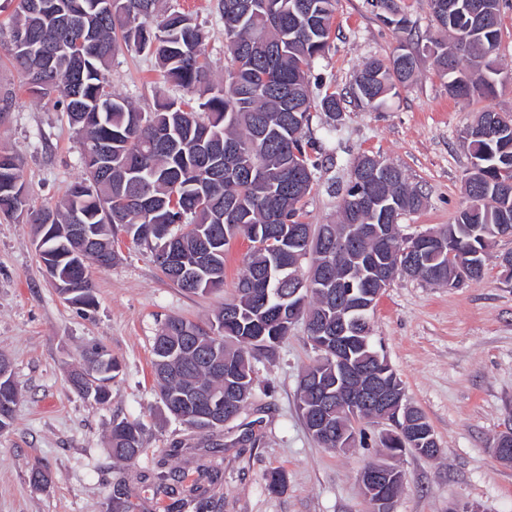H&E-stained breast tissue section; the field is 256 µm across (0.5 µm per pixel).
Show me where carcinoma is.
<instances>
[{
	"label": "carcinoma",
	"instance_id": "1",
	"mask_svg": "<svg viewBox=\"0 0 512 512\" xmlns=\"http://www.w3.org/2000/svg\"><path fill=\"white\" fill-rule=\"evenodd\" d=\"M336 0H217L224 19V40L233 60L229 78L215 83L205 53L204 32L193 14L181 7L160 8V0H0V50L25 76L26 90L36 99L56 96L59 111L80 135L84 177L74 182L53 205L35 207L21 180L18 155L0 148V214L25 220L41 229L46 224L45 261L58 267L61 281L75 285L68 301L94 304L91 268L73 269L68 224L79 216L100 249H111L124 234L136 244L157 250L167 238L180 236L183 262L210 252L214 265L201 272L199 283L187 286L175 267H160L182 290L203 294L224 285V252L242 233L249 242L244 272L233 298L224 302L240 313L229 321L219 311L204 327L182 317L168 318L155 336L152 367L166 410L188 426L199 401L222 392L233 380L241 387L235 415L253 396V360L288 338V330L260 335L273 321L282 296L301 283L304 316L315 323L336 320V298L326 285L321 254L336 244L320 235L323 225L305 221L304 199L319 168L315 142L308 135L311 111L309 74L314 61L331 47V20ZM436 27L452 36L438 40L431 51L448 95L457 98L492 96L512 80L498 67L500 16L512 0H430ZM155 57L160 78L181 91L144 110L112 92L109 67L120 50ZM406 66L393 68L380 59L366 61L350 94L354 101L379 105L415 72L416 57L402 52ZM343 98L325 94L320 106L332 121L340 116ZM478 122L490 127L483 138H463L470 169L485 178L465 179L469 204L448 228L464 232L448 238V252L438 254L429 269L453 274L457 265L476 262L468 281L482 278L485 249L506 225L512 229V162L503 161V141L512 142V117L484 112ZM384 204L371 211L365 198ZM393 204L398 215L419 209L422 192L402 176L376 186L349 183L342 196V223L355 224L356 243L372 251L376 243L360 236V225L389 222L383 214ZM414 246L404 236L390 239L384 254L390 270L401 275L399 253ZM279 265L298 266V282L284 281ZM375 287L366 274L354 272L340 292L354 296ZM345 358L357 375L377 373L402 385L385 356L375 348L369 322L354 321L346 336ZM318 359L303 376L318 374L333 382V363L317 349ZM85 368L73 376L74 387H86L89 370L103 362L92 395L100 403L112 398L110 382L118 365L104 349L83 352ZM19 397L17 385L0 381V430L13 423ZM314 394L299 385L298 410L304 424L315 411ZM112 455L135 462L146 441L139 423L112 421Z\"/></svg>",
	"mask_w": 512,
	"mask_h": 512
}]
</instances>
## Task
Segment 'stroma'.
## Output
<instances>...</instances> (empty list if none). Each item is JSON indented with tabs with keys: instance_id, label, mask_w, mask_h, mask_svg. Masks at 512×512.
Segmentation results:
<instances>
[{
	"instance_id": "obj_1",
	"label": "stroma",
	"mask_w": 512,
	"mask_h": 512,
	"mask_svg": "<svg viewBox=\"0 0 512 512\" xmlns=\"http://www.w3.org/2000/svg\"><path fill=\"white\" fill-rule=\"evenodd\" d=\"M206 34L214 76L232 67L224 23L210 0H180ZM397 24L370 0H337L332 46L317 59L313 77L327 91L346 92L363 61L392 58L399 45L418 57L415 79L381 105L344 104L332 124L312 112L310 131L322 146L321 168L306 198V220L333 224L339 201L328 187L345 183L363 154L397 166L422 190L423 206L399 219L416 235L453 223L468 198L470 158L463 130L479 112L512 113V85L496 97L456 100L448 95L428 52L438 38L429 0H393ZM155 62L132 51L112 64L114 92L152 108L172 90L157 80ZM22 74L0 57V95L13 106L0 112V146L15 151L35 205L55 203L82 177L78 136L54 98L22 92ZM32 224L0 215V354L12 365L20 397L9 430L0 433V512H106L113 486L130 489V512H167L190 487L224 501L223 512H370L360 470L379 459L385 424L360 421L363 445L337 453L321 447L297 409L302 372L317 358L304 323L254 362L257 394L245 413L224 428L202 434L163 406L152 371L153 339L166 318L207 323L234 292L243 272L246 240L230 242L224 286L191 294L169 282L147 247L120 238L112 266L94 270L93 307L65 300L49 280L35 248ZM512 252V236L497 240L481 281L448 289L396 278L370 313L374 342L403 382L409 400L426 415L441 447L437 457L406 453L395 465L405 475L393 512H512V465L493 455L496 437L512 428V282L497 263ZM105 347L118 363L112 399L101 404L79 394L73 373L85 347ZM141 424L147 450L133 463L115 461L108 436L113 419ZM222 480L210 484V470ZM286 482L267 488L272 470Z\"/></svg>"
}]
</instances>
